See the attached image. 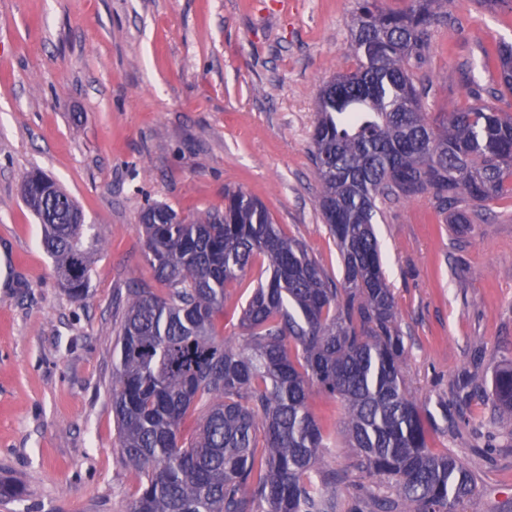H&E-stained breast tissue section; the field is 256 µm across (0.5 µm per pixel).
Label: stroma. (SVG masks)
Masks as SVG:
<instances>
[{
    "mask_svg": "<svg viewBox=\"0 0 512 512\" xmlns=\"http://www.w3.org/2000/svg\"><path fill=\"white\" fill-rule=\"evenodd\" d=\"M359 0H0V477L24 495L0 512H127L136 484L112 414V347L128 282H153L138 231L152 202L181 215L259 198L329 275L339 254L316 201L311 134L322 83L354 66ZM417 74L426 111L494 97L483 54L512 42V9L449 0ZM39 169L80 206L92 253L89 297L57 284L41 227L20 197ZM455 232L429 198L383 207L376 233L404 334L411 396L449 401L429 431L476 491L460 512H512V428L491 382L512 358V196ZM259 272L229 287L219 330L241 339ZM478 389L453 406L463 370Z\"/></svg>",
    "mask_w": 512,
    "mask_h": 512,
    "instance_id": "1",
    "label": "stroma"
}]
</instances>
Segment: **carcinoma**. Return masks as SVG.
<instances>
[{"label": "carcinoma", "instance_id": "1", "mask_svg": "<svg viewBox=\"0 0 512 512\" xmlns=\"http://www.w3.org/2000/svg\"><path fill=\"white\" fill-rule=\"evenodd\" d=\"M402 11L360 0L352 33L356 67L325 81L311 155L318 207L339 251L330 276L305 244L242 191L224 209L182 218L166 204L141 215L146 259L159 294L126 289L116 329L112 412L125 459L139 477L128 512H338L347 474L323 469L342 438L369 477L398 482L396 497L355 484L354 512H457L475 490L456 457L429 448L434 414L406 389V347L382 264L374 218L381 206L420 196L470 224L512 179V115L469 106L443 119L424 111L430 82L415 79L429 30L447 0H409ZM512 94V43L484 51ZM42 224L41 245L76 302L89 296L91 248L77 203L35 170L21 186ZM470 200L476 210L460 208ZM262 261L242 306L243 341L218 331L224 295ZM342 404L339 430L309 405L312 390ZM512 424V359L492 392Z\"/></svg>", "mask_w": 512, "mask_h": 512}]
</instances>
